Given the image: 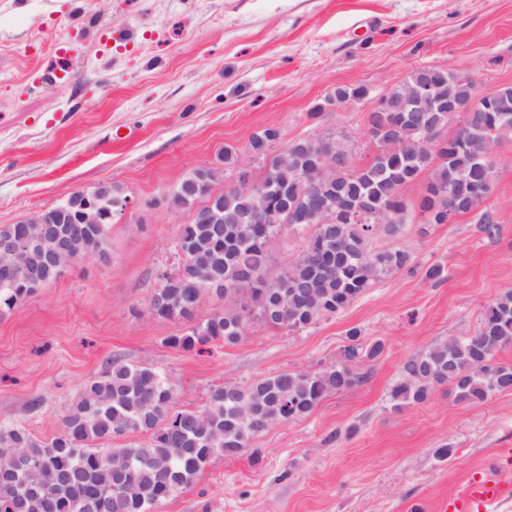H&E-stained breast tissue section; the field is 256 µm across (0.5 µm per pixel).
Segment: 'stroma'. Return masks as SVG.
<instances>
[{"label":"stroma","mask_w":512,"mask_h":512,"mask_svg":"<svg viewBox=\"0 0 512 512\" xmlns=\"http://www.w3.org/2000/svg\"><path fill=\"white\" fill-rule=\"evenodd\" d=\"M431 65L482 93L512 85V0H0V225L102 184L127 198L108 262L86 256L0 312V424L51 438L115 356L165 374L184 409L216 385L334 368L355 327L361 342L385 343L379 360L357 364L365 382L213 460L158 512H448L490 457L512 460V392L471 404L444 386L398 410L388 398L406 361L473 335L512 289V143L495 157L485 202L497 236L466 216L376 236L411 249L415 271L380 278L309 329L254 324L238 345L183 352L165 343L183 324L149 309L179 264L176 234L190 216L168 197L192 170L221 167L230 148L261 175L246 149L270 127L272 153L336 130L365 164L376 148L362 111L310 112L336 87L366 86L374 100ZM434 264L445 281L426 280Z\"/></svg>","instance_id":"obj_1"}]
</instances>
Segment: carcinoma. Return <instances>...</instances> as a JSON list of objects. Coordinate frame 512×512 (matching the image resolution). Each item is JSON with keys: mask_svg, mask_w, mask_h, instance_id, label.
<instances>
[{"mask_svg": "<svg viewBox=\"0 0 512 512\" xmlns=\"http://www.w3.org/2000/svg\"><path fill=\"white\" fill-rule=\"evenodd\" d=\"M408 81L429 84L436 97L468 98L469 80L447 69L413 70ZM364 85L338 87L326 104L361 103ZM480 112L460 120L456 131L436 142L411 119L407 104L393 95L385 112H367L368 132L378 147L373 160L355 164L346 135H307L289 143L280 156L267 157L279 132L254 134L248 152L265 160L252 188H224L213 205L220 223L191 221L179 227L175 246L178 268L162 278L150 298L156 317L187 324L183 334L165 344L186 352L203 351L215 342L237 345L250 324L303 330L325 315L344 310L381 277L416 267L406 248L375 250L379 234L396 237L407 224H443L448 196H457L455 213L478 205L495 180L491 159L496 148L512 141V86L499 89ZM323 174L316 188L311 178ZM426 178L418 211L406 220L378 219L400 212L403 187ZM210 169L193 170L171 193L170 203L193 209L209 203ZM126 198L110 187L73 194L48 213V224L0 225V239H25L30 252L45 257L60 242L78 255L109 259L105 230ZM92 214L95 224L81 219ZM236 215L257 217L254 224H234ZM302 240L286 265H271L269 246L282 233ZM45 264L37 281L22 272L0 285V310L31 299L39 287L59 276ZM206 294L235 300L236 307L198 321L196 311ZM343 361L329 371H281L247 387L224 384L206 402L175 409L176 390L150 365L120 357L107 361L61 417L49 440H39L20 425L0 426V512H156L180 490L193 485L216 457L235 456L269 427L310 415L323 398L366 380L352 364L381 357V340L364 348L359 331ZM512 346V289L487 305L472 336L452 337L409 359L389 400L395 409L421 403L438 387L451 385L460 401L483 402L492 394L512 391V366L498 353ZM139 433L144 440L124 448L112 440Z\"/></svg>", "mask_w": 512, "mask_h": 512, "instance_id": "1", "label": "carcinoma"}]
</instances>
